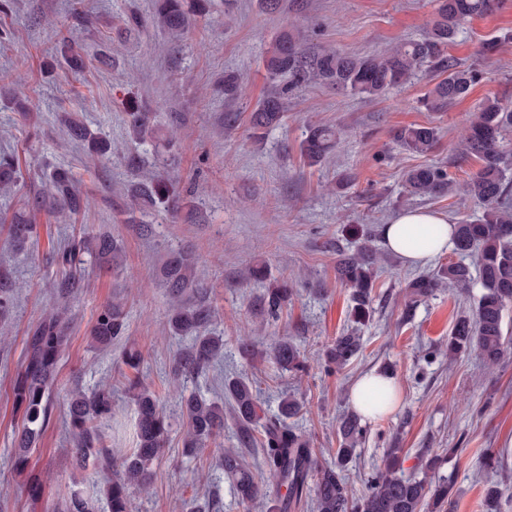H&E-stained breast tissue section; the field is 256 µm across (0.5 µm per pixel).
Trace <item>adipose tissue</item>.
<instances>
[{"instance_id":"obj_1","label":"adipose tissue","mask_w":512,"mask_h":512,"mask_svg":"<svg viewBox=\"0 0 512 512\" xmlns=\"http://www.w3.org/2000/svg\"><path fill=\"white\" fill-rule=\"evenodd\" d=\"M452 238L446 216L424 210L403 211L383 228L386 247L411 265H424L442 254Z\"/></svg>"}]
</instances>
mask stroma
Wrapping results in <instances>:
<instances>
[{"instance_id": "35a3bbf8", "label": "stroma", "mask_w": 512, "mask_h": 512, "mask_svg": "<svg viewBox=\"0 0 512 512\" xmlns=\"http://www.w3.org/2000/svg\"><path fill=\"white\" fill-rule=\"evenodd\" d=\"M205 12L192 16L180 36H172L155 12V0H12L0 13V155L15 156L26 175L28 194H37L43 172L70 166L83 206L70 213L41 212L34 244L17 249L0 232V276L15 286L13 307L0 319V512H47L71 493H99L107 473L96 459L77 463L67 415L73 389L104 384L112 390L114 423L102 426L104 446L113 457L126 455L135 422L127 387L139 377L157 396L170 423L168 442L153 464L147 490L133 491L131 512H188L191 501L209 512H267L283 497L267 479L258 438L240 440L239 426L225 417L224 428L196 458L182 454L180 392L224 399V381L247 376L269 411L282 397L303 405L289 423L306 435L318 461L336 459L339 420L352 413L350 391L364 375L387 371L398 383L397 405L365 423L366 434L348 465L346 480L361 494L364 480L387 449H402L403 467L412 471L421 452L453 449L440 473L452 483L451 512H484L491 472L488 453L504 458L512 473V349L495 368L476 353L448 354L455 318L472 314L475 300L461 290L439 289L429 300L410 304L409 282L421 274L387 250L382 229L399 212L427 210L450 223L475 219L482 209L462 194L480 166L463 154L461 136L482 101L496 96L512 103V41L481 54L482 45L512 32V0L493 14L466 22L447 54L482 73L468 97L445 112H429L419 100L439 72L418 66L410 82L378 98L352 95L311 81L288 102L282 124L254 140L249 114L275 88L263 57L269 41L286 25L305 30L309 50L333 47L371 54L403 40L425 38L434 0H204ZM144 19L128 31L130 13ZM77 34L84 60L79 71L65 64L60 47ZM236 76L237 95L224 93L225 76ZM29 99L34 110H14L12 97ZM154 112L173 145L166 171L178 191L193 189L190 206L177 214L142 213L127 206L128 184L155 173L153 165L134 169L126 157L135 146L126 134V112ZM82 115L88 127L112 142L111 162H101L86 144L69 140L58 113ZM430 123L440 130L432 159L447 165L452 189L439 199L407 196L403 176L423 157L393 139L404 126ZM311 124L336 127L340 145L324 164L304 165L300 144ZM372 233L378 261L373 312L361 326L362 350L340 370L325 371V353L352 324L350 291L336 280L338 252L356 249ZM108 233L124 247L122 268H99L82 254L75 268L59 265V244ZM188 247L197 257V275L208 287L213 326L224 353L199 377L174 378L172 367L188 338L169 328L170 296L158 268L174 249ZM267 268L272 281L294 294L278 319L263 310L262 285L247 272ZM72 276L69 340L58 363L50 394L51 420L34 444L29 466L13 465L11 448L21 425L13 384L29 332L57 300V285ZM121 304L128 329L110 346L93 342L91 327L108 304ZM256 340L262 353L245 361L239 341ZM303 352L307 372H282L266 351L281 338ZM142 352L139 370L127 368L125 349ZM240 453L260 488L250 506L239 503L234 485L219 470L216 449ZM40 497L28 492L31 479Z\"/></svg>"}]
</instances>
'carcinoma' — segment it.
I'll return each instance as SVG.
<instances>
[{
	"label": "carcinoma",
	"instance_id": "cac0c4a2",
	"mask_svg": "<svg viewBox=\"0 0 512 512\" xmlns=\"http://www.w3.org/2000/svg\"><path fill=\"white\" fill-rule=\"evenodd\" d=\"M436 17L427 38L399 43L383 52L351 56L331 48L309 52L299 33L287 28L271 39L265 55L266 71L275 80L288 76V83L262 99L250 113L253 134L260 135L280 125L288 94L309 80L333 84L346 92L365 97L380 96L411 80L417 65L431 60L443 78L422 100L430 112H446L465 98L477 83L478 70L460 66L444 55L460 27L475 17L488 15L499 7V0H436ZM157 9L167 26L182 30L189 25L194 7L187 0H157ZM61 123L69 133L91 143L93 151L104 156L108 145L93 136L76 118L64 115ZM130 137L143 144L157 138L156 130L146 112L128 114ZM512 134V105L497 98L486 99L477 109L463 140V153L481 161L480 169L465 185L466 195L483 206L480 219H463L454 225L452 244L463 260L450 263L432 274L420 275L410 284L411 297L416 302L427 300L445 286L460 290L474 285L482 288L473 317H461L448 336V356L473 351L488 366L497 365L505 356L512 338L504 335V313L512 307V212L502 207L512 187L507 176L505 138ZM439 130L433 125H413L398 129L395 141L406 151L427 155L436 148ZM339 144L336 130L326 125H311L300 145L304 161L315 166ZM23 184V176L12 160L0 158V179ZM56 201L72 211L81 208L80 196L72 188V175L60 169L52 178ZM404 188L411 196L437 198L448 194L451 180L447 166L428 164L409 170ZM132 198L141 206L157 210L177 204L172 187L165 177L132 188ZM8 226V240L14 246L30 242L34 225L23 215L11 220L0 213V227ZM93 255L103 266L117 268L121 264L122 245L108 235L82 239L58 249L61 263L72 265L83 253ZM471 258L476 271H471L464 259ZM196 256L189 249L169 253L161 267V279L169 291L178 296L188 290L197 296V303L173 305L170 326L178 334L191 338L188 348L176 359V369L186 376L203 374L210 363L224 350V340L211 332L213 318L207 304L206 286L195 278ZM376 256L370 245L341 255L336 260V277L351 289L355 323L364 324L370 318L373 302ZM292 289L271 284L266 288L264 303L269 317L275 319L288 304ZM68 323L60 309L42 318L28 334L23 360L14 384V403L22 411L23 424L17 433L13 449L14 465L23 471L28 465L30 446L46 430L51 418L50 388L55 381L57 360L63 350ZM127 314L113 303L97 315L92 336L101 345L124 335ZM362 348L361 337L354 329L336 337L328 349L329 363L340 369L350 363ZM275 364L283 371L298 374L305 370L306 360L300 348L286 338L270 348ZM136 413V442L132 453L119 464L105 491L108 512H130L131 490L150 485L154 460L161 454L168 437L169 425L157 397L140 381L131 382ZM224 397L233 408L237 422L250 439L251 426L260 425L264 460L271 481L284 486L287 496L270 506L272 512H288V507L301 501L303 494L313 493L316 512H448L451 487L436 471L457 452L450 448L421 460L420 472L407 475L400 468L399 449H389L385 463L372 471L367 479V491L359 498L350 493L343 476L344 468L356 455L355 445L364 434L360 418L351 414L340 421L341 447L336 450V462L318 467L317 455L310 441L287 423L297 415L302 404L291 397L281 399L279 411L269 414L260 407L252 382L238 377L224 383ZM181 413L186 423L183 453L196 455L211 438L224 428V405L190 394L181 397ZM71 431L77 442L74 454L78 462L93 453L106 470L112 469V450L102 448L101 425L112 417V392L100 389L90 395L79 389L72 391L68 402ZM221 466L235 485L243 504L260 496L253 475L242 464L239 455L220 453ZM512 490L507 478L497 479L487 486L483 500L484 512H496L503 494ZM89 499L74 493L63 506V512H92Z\"/></svg>",
	"mask_w": 512,
	"mask_h": 512
}]
</instances>
